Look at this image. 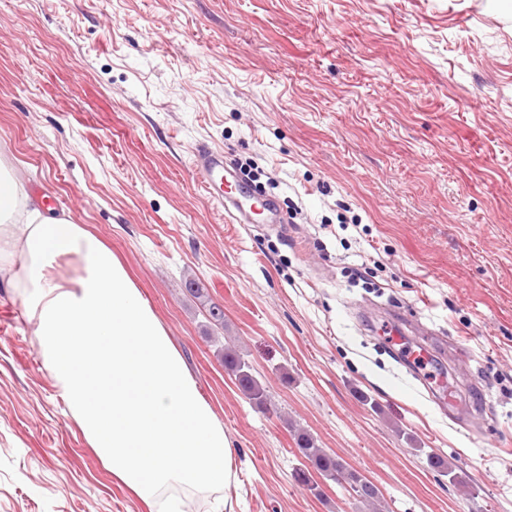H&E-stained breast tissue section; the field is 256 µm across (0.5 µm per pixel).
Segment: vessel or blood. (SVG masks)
<instances>
[{"mask_svg":"<svg viewBox=\"0 0 512 512\" xmlns=\"http://www.w3.org/2000/svg\"><path fill=\"white\" fill-rule=\"evenodd\" d=\"M193 165L207 199L223 205L230 223L247 224L257 216L270 223L280 222L274 202L255 195L235 171L225 166L223 153L198 147Z\"/></svg>","mask_w":512,"mask_h":512,"instance_id":"obj_1","label":"vessel or blood"}]
</instances>
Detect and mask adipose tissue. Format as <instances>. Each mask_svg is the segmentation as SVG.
<instances>
[{
    "label": "adipose tissue",
    "instance_id": "1",
    "mask_svg": "<svg viewBox=\"0 0 512 512\" xmlns=\"http://www.w3.org/2000/svg\"><path fill=\"white\" fill-rule=\"evenodd\" d=\"M70 260L75 276H59ZM0 286L18 292L69 418L150 512L230 490L224 426L127 269L84 225L41 210L2 157Z\"/></svg>",
    "mask_w": 512,
    "mask_h": 512
}]
</instances>
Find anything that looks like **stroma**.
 I'll list each match as a JSON object with an SVG mask.
<instances>
[{"mask_svg": "<svg viewBox=\"0 0 512 512\" xmlns=\"http://www.w3.org/2000/svg\"><path fill=\"white\" fill-rule=\"evenodd\" d=\"M201 145L288 223H225ZM0 155L148 300L235 450V512H363L297 480L296 425L386 512H512V0H0ZM393 314L463 422L378 335ZM0 512H148L66 417L10 288ZM224 367L231 372L243 395L251 401L263 404L267 398L263 384L246 368V362L231 346H224Z\"/></svg>", "mask_w": 512, "mask_h": 512, "instance_id": "stroma-1", "label": "stroma"}]
</instances>
